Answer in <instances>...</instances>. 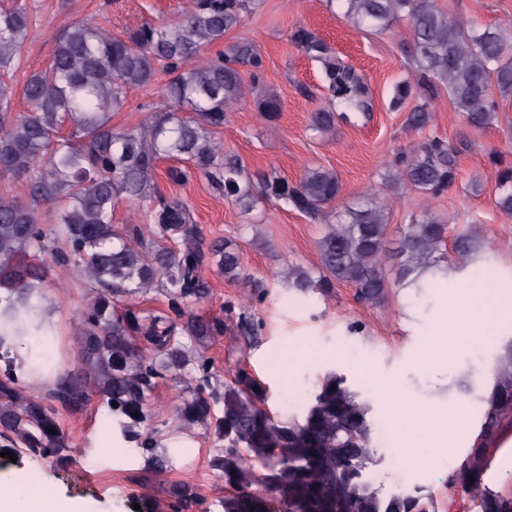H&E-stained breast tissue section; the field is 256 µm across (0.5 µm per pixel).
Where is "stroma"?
<instances>
[{"label":"stroma","mask_w":512,"mask_h":512,"mask_svg":"<svg viewBox=\"0 0 512 512\" xmlns=\"http://www.w3.org/2000/svg\"><path fill=\"white\" fill-rule=\"evenodd\" d=\"M28 39L11 73L16 111L28 103L22 95L29 76L48 66L57 34L71 24L91 20L113 34L125 35L146 23L179 19L189 0H28ZM451 17L483 25H512V0H436ZM305 26L323 38L344 61L361 70L369 84L373 109L351 121L337 120L327 134L309 130V115L320 104L305 90L320 85L322 66L302 54L290 41L296 26ZM248 38L260 50L265 76L263 90L274 95L280 106L276 121L265 120L253 99H246L214 137L225 151L237 154L250 173H275L299 181L308 169H334L342 183L341 205H356L372 197L386 204L388 241H396L403 224L418 213L417 192L386 186L381 174L397 152L409 149L422 137L406 124V109L390 106L393 86L401 80L416 81L407 56L411 41L407 22L399 21L384 32L355 27L326 0H264L259 11L245 16L224 36L225 43ZM167 82L158 74L150 84L127 93L122 110L113 113L111 124L118 131L138 128L149 114L145 107L160 100ZM497 119L484 129L470 127L457 112L447 92L433 102L429 128L461 145L456 181L431 207L456 229L477 226L489 254V263L499 277L512 278V215L496 206L497 171L487 160L490 150L512 159V94L497 96ZM174 162H158L156 179L165 193L186 199L192 207L205 241L230 239L242 248L245 276L231 281L217 269L207 271V298L195 305L197 314L224 321L223 335L204 345V353L220 377L245 368L269 384L270 407L287 415L289 401L307 399L317 379L339 368L354 390L369 392L364 372H377L398 379L405 394L432 407L467 400L478 403L481 368L491 356L479 348L459 350L439 375H431L414 363L430 326L442 307L443 291L434 288L427 305H417L409 289H392L379 303H359L355 290L346 285L332 295H300L286 288L282 277L289 266L308 270L320 264L318 242L324 223L313 220L285 204L257 198L250 212L224 199L201 177L186 184L172 183L167 171ZM45 306L57 314V336L49 347L55 372H77L79 360L72 342L78 313L90 298L88 282L78 273H67L45 288ZM251 312L258 333L247 337L237 327L240 312ZM308 346L315 361L291 364L281 373L279 364L288 358L291 346ZM191 383L189 375L176 372L158 379L150 399L153 424L165 437L167 447L178 449L166 473L154 474L142 455L131 454L127 445L113 441L103 450L88 445L90 436L109 437L112 420L98 399L81 410L60 411L61 426L76 448V461L65 467L39 457L22 459L25 470L38 475L44 486L62 501L87 503L92 512H130L134 497L147 495L168 508L169 484L185 482L194 487L201 501L191 512H220L224 481L209 468L216 449L212 431L195 427L183 431L176 409ZM374 446L380 459L376 467L383 488L421 485L432 494L437 512H477L470 498L451 485L448 478L456 459L466 448L456 449L454 459L421 471L399 466L397 434L390 429L381 409L372 411Z\"/></svg>","instance_id":"35a3bbf8"}]
</instances>
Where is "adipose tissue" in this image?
<instances>
[{"mask_svg": "<svg viewBox=\"0 0 512 512\" xmlns=\"http://www.w3.org/2000/svg\"><path fill=\"white\" fill-rule=\"evenodd\" d=\"M454 286L453 304L433 321L430 338L416 355L417 366L432 373L447 362L449 340L479 345L495 354L500 348V335L512 333V280L491 283L459 279ZM371 381L393 428L415 425L427 436L426 448H399L397 459L401 465L427 468L435 459L447 456L450 448L472 439L466 402H458L445 414L405 398L397 381L380 374L372 375Z\"/></svg>", "mask_w": 512, "mask_h": 512, "instance_id": "ef3b65f1", "label": "adipose tissue"}]
</instances>
